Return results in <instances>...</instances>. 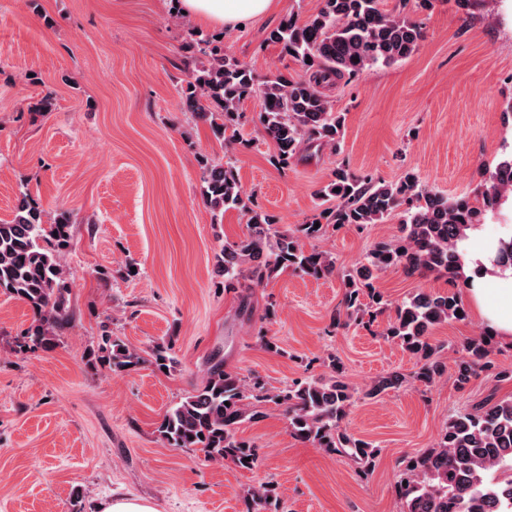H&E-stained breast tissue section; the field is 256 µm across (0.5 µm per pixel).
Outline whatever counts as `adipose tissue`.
<instances>
[{"label": "adipose tissue", "instance_id": "adipose-tissue-1", "mask_svg": "<svg viewBox=\"0 0 512 512\" xmlns=\"http://www.w3.org/2000/svg\"><path fill=\"white\" fill-rule=\"evenodd\" d=\"M274 0H181L187 15L211 25L232 29L265 15ZM496 243L483 244L478 250L464 253L457 268L470 285L475 301L488 329L501 341L512 343V268L495 277L494 287H484L481 271L489 270Z\"/></svg>", "mask_w": 512, "mask_h": 512}]
</instances>
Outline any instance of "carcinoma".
Returning a JSON list of instances; mask_svg holds the SVG:
<instances>
[{"label":"carcinoma","mask_w":512,"mask_h":512,"mask_svg":"<svg viewBox=\"0 0 512 512\" xmlns=\"http://www.w3.org/2000/svg\"><path fill=\"white\" fill-rule=\"evenodd\" d=\"M423 38L421 23L385 10L382 0H322L317 13L304 21L292 14L266 37L300 64L302 76L278 71L260 79L206 40L194 58L184 105L189 112L206 115V102L219 101L224 118L214 123V130L231 142L238 134L242 100L256 97L264 134L277 148L275 160L285 165L304 146L335 149L339 145L342 119L323 93L325 86L379 63L407 58ZM489 179L490 184L474 195L450 199L422 185L412 171L394 183H374L338 167L320 191L334 205L296 230H281L272 216L251 209L227 162L205 163L201 197L215 215L229 209L248 215L243 237L224 244L216 255L228 289L245 275L260 286L289 268L314 276L330 274L336 268L333 257L305 250L302 239L321 238L331 226L381 224L401 214V236L376 244L343 274L342 308L333 321L364 325L373 322L385 306L384 296L375 287L379 273L400 268L412 277L448 274L456 267L466 230L481 224L486 214L501 211L512 194V155L499 161ZM44 217L40 206L23 193L13 218L0 223V289L33 312L34 323L23 341L32 351L52 349L59 331L73 318L69 273L59 261L71 243V218L63 212L48 223ZM466 317L460 293L419 292L397 307L384 336L420 363L413 380L431 385L447 366L441 360L442 346L430 340V330ZM101 350L99 360L114 369L140 361L118 337H106ZM462 351L458 383L492 369L497 381L512 379L511 368H494L488 337L469 339ZM151 357L159 369L174 364L169 348L162 344L152 347ZM328 368L327 377L294 381L271 392L259 379L249 384L225 371L218 361L200 386L166 411L159 435L172 447L202 453L206 461H228L252 470L260 461L257 447L238 436L237 430L262 417L265 405L272 404L283 410L288 429L298 440L350 458L368 473L375 466L378 449L343 426L357 389L346 381L338 358L330 357ZM404 381L402 374L381 377L363 391V397L376 398ZM398 495L402 512H512V399L497 400L491 394L482 403L451 415L433 447L403 461ZM245 502L247 512H283L270 482L247 490Z\"/></svg>","instance_id":"cac0c4a2"}]
</instances>
